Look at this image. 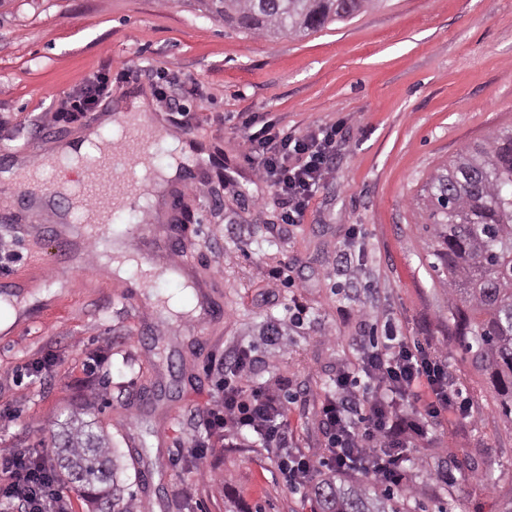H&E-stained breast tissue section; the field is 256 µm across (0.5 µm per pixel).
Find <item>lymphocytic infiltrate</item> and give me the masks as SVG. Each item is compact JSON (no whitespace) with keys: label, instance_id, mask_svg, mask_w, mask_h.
Returning <instances> with one entry per match:
<instances>
[{"label":"lymphocytic infiltrate","instance_id":"f902f5d3","mask_svg":"<svg viewBox=\"0 0 512 512\" xmlns=\"http://www.w3.org/2000/svg\"><path fill=\"white\" fill-rule=\"evenodd\" d=\"M243 123L251 130L241 145L244 161L258 179L276 188L287 207V223H303L310 200L332 170L335 128L297 135L255 115ZM252 365L250 353L241 350L222 366L217 385L222 398L206 411L202 424L214 442L248 434L260 447L278 452V468L289 487L311 485L325 470H363L388 485L407 487V449L428 439L436 422L469 415L447 360L432 344L373 343L364 348L359 371L339 370L333 392L324 397L326 455L315 461L288 453L287 402L279 385L250 387ZM403 399L413 400L412 411L399 408ZM52 468L47 451L31 462L0 456V512H69L66 501L45 486Z\"/></svg>","mask_w":512,"mask_h":512}]
</instances>
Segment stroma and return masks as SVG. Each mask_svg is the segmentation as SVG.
I'll use <instances>...</instances> for the list:
<instances>
[{
	"mask_svg": "<svg viewBox=\"0 0 512 512\" xmlns=\"http://www.w3.org/2000/svg\"><path fill=\"white\" fill-rule=\"evenodd\" d=\"M105 69L100 112L136 95L155 108L149 171L172 155L167 134L196 145L195 175L167 195L165 221L133 201L113 212L112 231L139 253L184 225L191 277L209 285L218 315L170 311L185 291L173 278L103 277L97 241L64 247L0 180V245L15 254L0 280L38 270L24 287L0 288V455L50 443L84 407L116 448L138 512H313L309 491L286 487L259 445L187 452L219 398L215 362L249 350L252 386L283 383L294 398L289 444L316 459L337 368L356 369L361 337L392 333L432 340L471 407L413 449L411 478L425 490L403 498V512H512V432L448 342L417 204L436 168L512 126V0H376L276 39L241 32L197 0H0V168L78 135L81 123L51 115ZM251 113L299 134L337 130L335 166L304 223L286 222L275 189L241 156ZM462 446L474 467L454 463ZM441 470L448 484L433 481Z\"/></svg>",
	"mask_w": 512,
	"mask_h": 512,
	"instance_id": "1",
	"label": "stroma"
}]
</instances>
